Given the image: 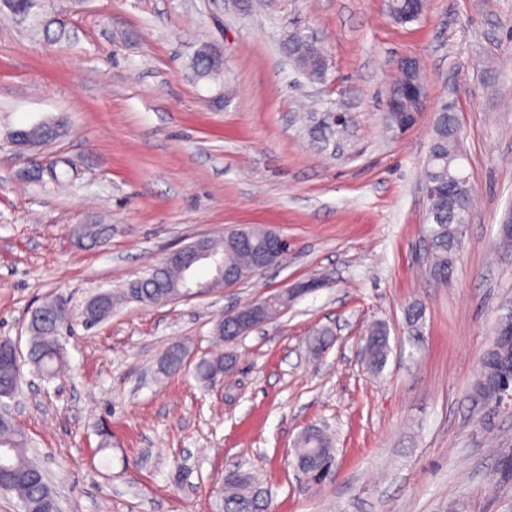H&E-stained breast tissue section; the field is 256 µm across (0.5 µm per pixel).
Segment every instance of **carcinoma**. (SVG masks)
<instances>
[{
	"mask_svg": "<svg viewBox=\"0 0 512 512\" xmlns=\"http://www.w3.org/2000/svg\"><path fill=\"white\" fill-rule=\"evenodd\" d=\"M288 53L313 79L323 76V54L301 33H295L288 42ZM194 69L201 77L222 70L220 55L202 49L194 60ZM462 132L458 116L441 110L436 113L426 166V182L438 187L429 201L430 224L427 233L432 248L430 273L438 282L448 281L461 245V228L468 223L472 207V190L464 175L461 160ZM209 248L224 257V266L246 269L252 264V254L239 248L230 237L208 241ZM183 271L168 262L158 267L152 277H142L127 284L125 295L139 302L165 304L181 298ZM113 297L104 293L92 300L83 312V322L91 327L112 313ZM69 322L66 301L58 297L38 307L28 323L29 348L27 362L42 376H56L63 365L61 330ZM390 353L388 332L382 325L369 328L363 339V355L368 367L379 372ZM184 350L174 347L163 362L164 372H176L185 367ZM480 372L473 384L476 397L485 401L509 377L512 371V343L493 340L480 360ZM224 357L200 359L194 367L201 381L224 371ZM22 377V363L13 356V344L0 341V397L18 392ZM318 452L307 464L309 481L324 482L322 474L334 466L335 448L331 439L321 430L307 431L299 447L294 450L292 465L301 458ZM9 478V491L15 493L23 512H59L57 498L37 462L29 455L28 440L10 419L0 420V478ZM269 499L260 480L240 469L228 472L224 478L222 512H268Z\"/></svg>",
	"mask_w": 512,
	"mask_h": 512,
	"instance_id": "cac0c4a2",
	"label": "carcinoma"
}]
</instances>
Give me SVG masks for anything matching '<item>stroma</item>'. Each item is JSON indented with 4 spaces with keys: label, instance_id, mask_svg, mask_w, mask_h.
Here are the masks:
<instances>
[{
    "label": "stroma",
    "instance_id": "stroma-1",
    "mask_svg": "<svg viewBox=\"0 0 512 512\" xmlns=\"http://www.w3.org/2000/svg\"><path fill=\"white\" fill-rule=\"evenodd\" d=\"M390 0H35L0 10V339L27 349V312L67 299L66 368L23 366L12 416L62 512H219L224 473H256L272 512H512L490 480L512 448V406L472 395L496 326L512 315V0H427L397 22ZM327 62L311 81L286 52L296 31ZM224 72L197 77L201 43ZM427 100L397 131L386 105L401 58ZM455 105L470 221L448 283L428 272L425 167L434 117ZM351 113L335 142L309 128ZM62 134L20 148L14 131ZM78 175L33 179L48 158ZM81 224L104 232L79 242ZM275 230L281 264L234 286L152 305L128 302L93 328L79 315L194 240ZM316 280V291L232 343L231 309ZM421 304L413 330L405 311ZM384 324L390 354L368 372L358 338ZM190 364L163 377L167 349ZM224 354L234 372L197 381ZM107 423L111 447L97 453ZM324 428L336 477L308 485L291 465Z\"/></svg>",
    "mask_w": 512,
    "mask_h": 512
}]
</instances>
